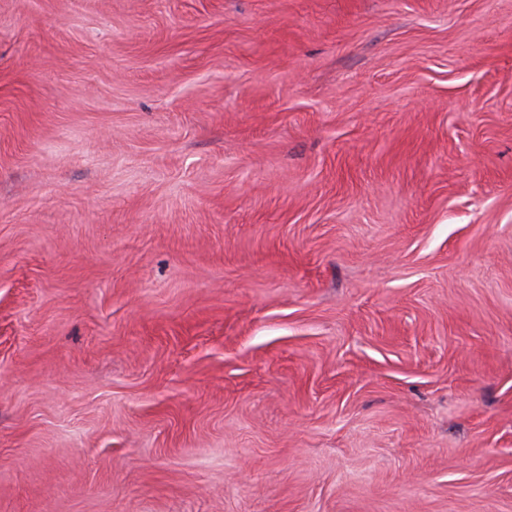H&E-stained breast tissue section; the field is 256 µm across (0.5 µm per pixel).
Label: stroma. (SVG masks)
I'll return each instance as SVG.
<instances>
[{
    "instance_id": "obj_1",
    "label": "stroma",
    "mask_w": 512,
    "mask_h": 512,
    "mask_svg": "<svg viewBox=\"0 0 512 512\" xmlns=\"http://www.w3.org/2000/svg\"><path fill=\"white\" fill-rule=\"evenodd\" d=\"M0 512H512V0H0Z\"/></svg>"
}]
</instances>
